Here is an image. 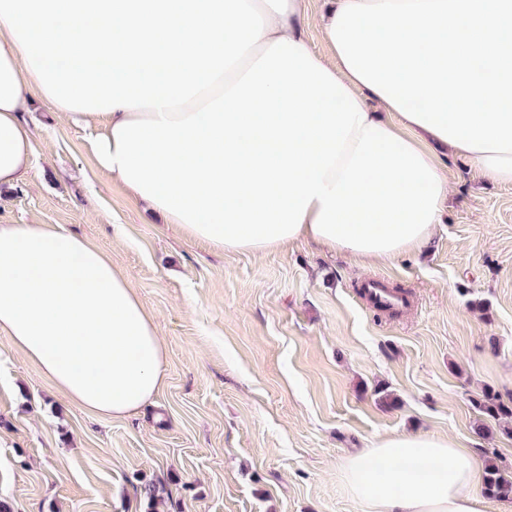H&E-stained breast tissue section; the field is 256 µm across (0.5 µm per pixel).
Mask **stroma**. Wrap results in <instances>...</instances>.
Listing matches in <instances>:
<instances>
[{
  "mask_svg": "<svg viewBox=\"0 0 512 512\" xmlns=\"http://www.w3.org/2000/svg\"><path fill=\"white\" fill-rule=\"evenodd\" d=\"M26 183L0 190V224H55L112 256L155 315L166 354L152 407L94 417L0 335V500L13 512H365L347 457L394 432L495 450L482 415L512 401V184L461 156L429 246L363 264L300 240L261 255L182 237L98 168L95 132L34 100ZM381 278L397 314L363 295ZM472 401L481 412L491 417L512 419V405L505 403L494 390L485 389Z\"/></svg>",
  "mask_w": 512,
  "mask_h": 512,
  "instance_id": "35a3bbf8",
  "label": "stroma"
}]
</instances>
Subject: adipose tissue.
Returning <instances> with one entry per match:
<instances>
[{"label": "adipose tissue", "instance_id": "obj_1", "mask_svg": "<svg viewBox=\"0 0 512 512\" xmlns=\"http://www.w3.org/2000/svg\"><path fill=\"white\" fill-rule=\"evenodd\" d=\"M32 91L96 129L132 197L224 251L420 249L450 189L436 144L512 183V0H328L313 21L306 0H0V187L28 177ZM0 334L99 417L163 380L128 275L48 224H0ZM345 477L368 512H479L473 453L429 432L380 438Z\"/></svg>", "mask_w": 512, "mask_h": 512}]
</instances>
